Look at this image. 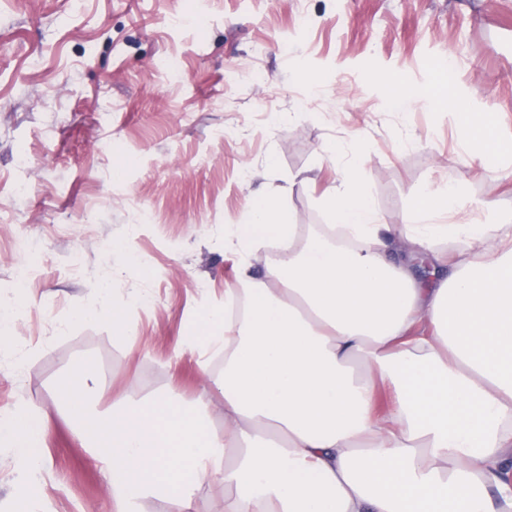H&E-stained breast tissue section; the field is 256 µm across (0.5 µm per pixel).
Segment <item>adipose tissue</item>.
Segmentation results:
<instances>
[{
  "instance_id": "adipose-tissue-1",
  "label": "adipose tissue",
  "mask_w": 512,
  "mask_h": 512,
  "mask_svg": "<svg viewBox=\"0 0 512 512\" xmlns=\"http://www.w3.org/2000/svg\"><path fill=\"white\" fill-rule=\"evenodd\" d=\"M363 154L319 202L329 221L284 220L277 197L249 200L225 225L237 255L223 305L194 314L182 340L201 372L223 357L214 391L117 393L103 412L96 367L56 385L96 465L111 476L112 512H195L205 483L223 489L221 512H512L501 472L512 459V210L450 185L422 192L402 227L382 223ZM452 251L440 250V243ZM275 249L264 274L251 262ZM425 254L433 280L412 271ZM83 316L108 318L115 341L134 340L138 290ZM223 427H216L215 415ZM40 409L0 418L34 512L43 468Z\"/></svg>"
}]
</instances>
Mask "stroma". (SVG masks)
Wrapping results in <instances>:
<instances>
[{
    "mask_svg": "<svg viewBox=\"0 0 512 512\" xmlns=\"http://www.w3.org/2000/svg\"><path fill=\"white\" fill-rule=\"evenodd\" d=\"M442 76L459 111L416 101ZM384 79L414 105L391 107ZM463 111L494 113L512 144V0H0V296L23 310L0 354V415L20 401L45 413L37 512L112 509L53 399L66 372L89 362L107 391L174 384L187 401L221 374L180 341L235 279L224 227L249 199L326 223L319 198L355 150L383 223L441 181L512 209V156L475 158ZM108 282L115 301L149 298L132 345L78 315Z\"/></svg>",
    "mask_w": 512,
    "mask_h": 512,
    "instance_id": "obj_1",
    "label": "stroma"
}]
</instances>
